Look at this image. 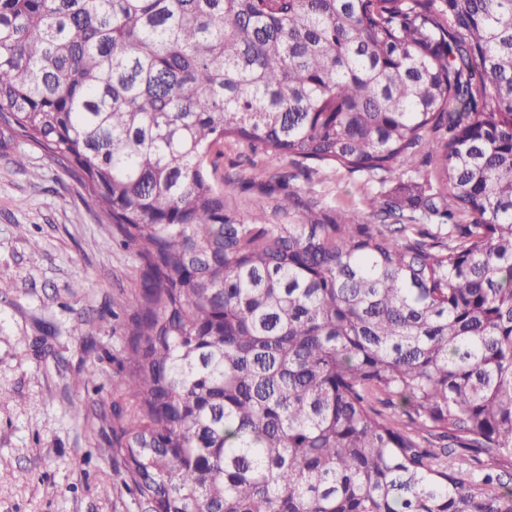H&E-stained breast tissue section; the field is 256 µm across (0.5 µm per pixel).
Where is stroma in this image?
I'll list each match as a JSON object with an SVG mask.
<instances>
[{"label": "stroma", "instance_id": "obj_1", "mask_svg": "<svg viewBox=\"0 0 512 512\" xmlns=\"http://www.w3.org/2000/svg\"><path fill=\"white\" fill-rule=\"evenodd\" d=\"M291 165L234 141L206 163L252 211L267 198L268 171ZM411 180L323 167L290 188L365 221L371 198ZM138 291L135 252L113 242L99 205L43 151L0 129V512H138L94 413L119 376L122 317Z\"/></svg>", "mask_w": 512, "mask_h": 512}]
</instances>
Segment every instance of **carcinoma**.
I'll list each match as a JSON object with an SVG mask.
<instances>
[{
	"label": "carcinoma",
	"mask_w": 512,
	"mask_h": 512,
	"mask_svg": "<svg viewBox=\"0 0 512 512\" xmlns=\"http://www.w3.org/2000/svg\"><path fill=\"white\" fill-rule=\"evenodd\" d=\"M0 126L140 260L100 411L140 512H512V0H0ZM230 140L431 176L244 216Z\"/></svg>",
	"instance_id": "obj_1"
}]
</instances>
